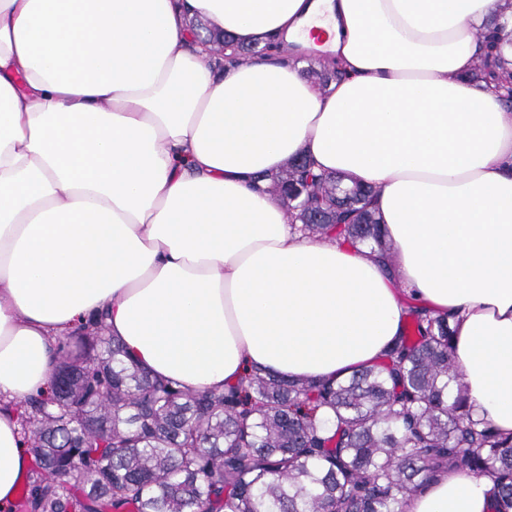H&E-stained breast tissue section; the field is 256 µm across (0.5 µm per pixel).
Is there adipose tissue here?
<instances>
[{
	"label": "adipose tissue",
	"instance_id": "1",
	"mask_svg": "<svg viewBox=\"0 0 512 512\" xmlns=\"http://www.w3.org/2000/svg\"><path fill=\"white\" fill-rule=\"evenodd\" d=\"M331 36L318 92L283 54ZM512 0H0V512L31 455L14 402L95 315L153 373L223 387L255 368L333 382L452 314L475 418L512 432V112L467 80ZM305 156L377 190L392 265L304 235L255 184ZM445 474L402 512H492Z\"/></svg>",
	"mask_w": 512,
	"mask_h": 512
}]
</instances>
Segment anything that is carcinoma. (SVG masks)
<instances>
[{
  "label": "carcinoma",
  "mask_w": 512,
  "mask_h": 512,
  "mask_svg": "<svg viewBox=\"0 0 512 512\" xmlns=\"http://www.w3.org/2000/svg\"><path fill=\"white\" fill-rule=\"evenodd\" d=\"M468 79L512 102L495 52ZM303 233L390 259L376 190L289 162L260 175ZM322 212L332 223L315 224ZM448 316L409 307L374 365L335 383L252 370L191 392L151 374L95 320L58 339L53 388L16 404L31 450L18 512H401L443 472L491 478L512 512V434L473 417L457 381Z\"/></svg>",
  "instance_id": "cac0c4a2"
}]
</instances>
